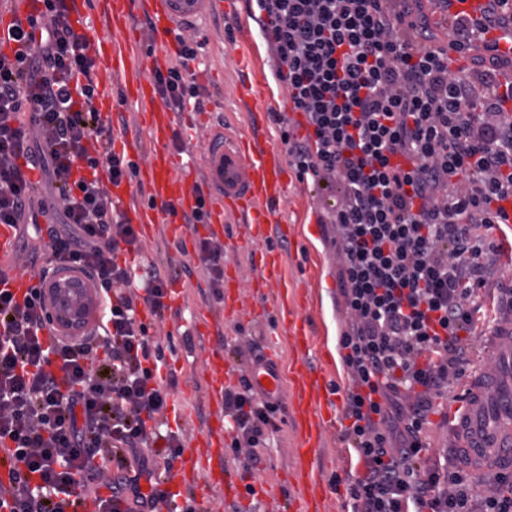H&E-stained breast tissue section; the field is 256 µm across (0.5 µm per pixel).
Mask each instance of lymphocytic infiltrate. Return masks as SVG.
Instances as JSON below:
<instances>
[{
  "instance_id": "obj_1",
  "label": "lymphocytic infiltrate",
  "mask_w": 512,
  "mask_h": 512,
  "mask_svg": "<svg viewBox=\"0 0 512 512\" xmlns=\"http://www.w3.org/2000/svg\"><path fill=\"white\" fill-rule=\"evenodd\" d=\"M41 2L12 24L14 54L0 53V224L19 225L33 208L19 163L39 165L67 226L49 233L48 272L86 276L102 310L89 332L50 333L40 289L16 296L0 268V441L13 442L21 465L0 489V512H65L88 472L107 476L113 462L127 473L98 498L99 512L120 498L128 512H154L166 496L143 493L142 482H160L143 450L164 442L169 468L182 441L153 425L167 411V390L151 383L163 354L151 352L136 308L162 316L170 280L147 268L136 297L118 262L139 233L109 188L132 181L137 165L112 150L95 105L96 61L67 0ZM260 10L274 78L309 127L300 138L275 117L291 164L300 180L339 193L329 221L347 316L343 436L364 466L350 488L355 512H512L508 475L492 473L483 491L461 466L422 464L433 405L471 365L463 336L477 329L500 251L488 232L512 220L503 208L512 200V58L483 47L489 31L512 29V0H487L446 50L434 46L423 0H261ZM452 50L470 55L469 70L449 68ZM151 80L174 111L199 96L181 67ZM32 127L43 138L38 155ZM224 411L234 459L251 473L278 408L245 380L225 390Z\"/></svg>"
}]
</instances>
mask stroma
<instances>
[{"instance_id": "35a3bbf8", "label": "stroma", "mask_w": 512, "mask_h": 512, "mask_svg": "<svg viewBox=\"0 0 512 512\" xmlns=\"http://www.w3.org/2000/svg\"><path fill=\"white\" fill-rule=\"evenodd\" d=\"M233 8L234 16L214 20L202 41L201 52L209 59L208 65L201 69L198 82L202 109L191 110V123H176L166 140L170 151L186 159L204 152L207 142L203 130L221 117L242 127L255 128L263 137L276 139L280 136V129L273 120L274 112L281 109L280 103H272L269 111L256 117L241 102L240 69L248 65L268 73L273 68V60L251 14L250 0H235ZM284 179L288 191L277 209L290 232L285 237L271 234L269 243L282 251L288 277L298 282V304L307 321L306 329L315 341L310 353L313 367L345 390L350 385V376L338 346V336L346 322L339 291L340 262L333 245L334 229L321 221L325 207L334 201V194L299 181L291 167L286 168ZM243 231V216L226 218L220 239L224 248V275L237 277V295L245 306L271 303L274 289H265L259 296L250 286L260 248L242 246ZM196 239L181 242L144 235L131 253L133 270L155 265L168 272L174 287L184 289L187 295L185 305H170L163 317L151 316L144 308L139 311L152 342L160 344L163 350L169 375L176 380L169 390L166 416L169 426L180 430L187 446L207 422L208 390L204 371L211 351L224 354L231 384L235 387L249 372L252 346L272 348L285 364L294 356L289 338H271V318L260 322L225 320L224 299L215 295L209 286V277L198 260ZM509 280L512 281V252L506 250L501 252L494 267L492 287L482 292V311L487 320L469 339L474 369L488 372L493 368L485 350V338L495 316V287ZM196 303L206 305L215 317L210 334L204 337L194 335L190 327V307ZM275 423L274 445L259 450L252 476L234 472L233 478L242 488L238 497L227 498L216 492L200 499L190 494L180 499L177 512H282L298 495L292 476L296 446L289 430L287 411L277 413ZM346 424L340 414L329 419L325 446L319 453L320 474L327 491L326 512H351L349 487L363 471L362 464L342 438ZM261 484L267 486V493L244 491L245 486L255 488Z\"/></svg>"}]
</instances>
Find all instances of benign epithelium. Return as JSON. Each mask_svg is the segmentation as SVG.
<instances>
[{
  "label": "benign epithelium",
  "instance_id": "obj_1",
  "mask_svg": "<svg viewBox=\"0 0 512 512\" xmlns=\"http://www.w3.org/2000/svg\"><path fill=\"white\" fill-rule=\"evenodd\" d=\"M47 320L61 334H82L95 315L96 288L78 273L58 275L45 282L42 291Z\"/></svg>",
  "mask_w": 512,
  "mask_h": 512
}]
</instances>
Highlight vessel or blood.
<instances>
[{"instance_id": "b4317fda", "label": "vessel or blood", "mask_w": 512, "mask_h": 512, "mask_svg": "<svg viewBox=\"0 0 512 512\" xmlns=\"http://www.w3.org/2000/svg\"><path fill=\"white\" fill-rule=\"evenodd\" d=\"M223 0H106L103 10L112 25L114 38L109 46H97L99 58L97 98L101 105L112 103V85L121 81L128 91L127 101L140 115L138 133L152 145L147 157L138 161V178L149 204H135L132 195L117 201L131 223L164 225L174 237L182 236V225L168 222L163 203L181 208L194 206L204 196L210 224L219 226L229 213L245 216L246 238L262 235L277 223L276 201L285 192L281 178L285 164L279 145L256 139L243 128L224 129L211 125L203 156L183 160L167 151L162 142L170 131L175 114L158 97L148 78L149 71L165 67L177 59L173 49L189 32L205 33ZM151 22L152 51L139 57L137 42L124 32L137 17ZM285 260L275 249L254 277L256 288L276 285L275 322L280 333L293 340L296 357L290 367L272 357L270 351L256 355L250 371V384L258 394L275 405H285L290 414L289 428L298 447L296 469L299 496L293 512H323L324 489L313 466L325 437L324 413L336 406L335 392L326 377L311 367L307 355L312 338L294 306V285L285 275ZM486 348L495 368L491 374L469 377L463 385L457 409L448 414V435L456 448L482 469L512 471V315L499 322L486 338ZM208 387L214 398L224 391V359L213 354L207 363ZM232 429L224 421L207 427L194 439V447L183 452L178 471L163 487L176 492L192 474L203 490L237 493L238 488L224 479V448ZM19 464L9 444L0 445V486L9 487Z\"/></svg>"}]
</instances>
